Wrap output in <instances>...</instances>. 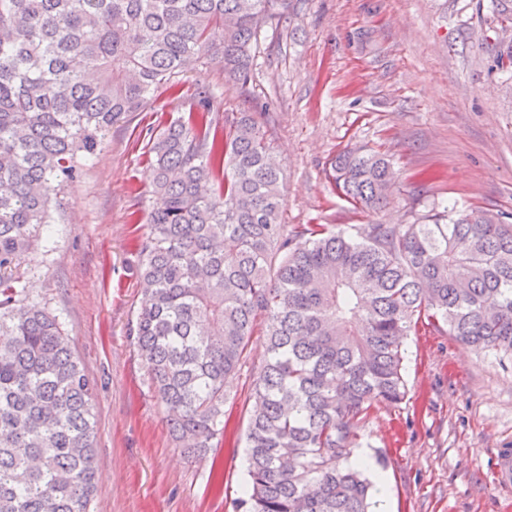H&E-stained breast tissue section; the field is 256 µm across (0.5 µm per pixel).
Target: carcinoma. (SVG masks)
Listing matches in <instances>:
<instances>
[{
    "instance_id": "cac0c4a2",
    "label": "carcinoma",
    "mask_w": 512,
    "mask_h": 512,
    "mask_svg": "<svg viewBox=\"0 0 512 512\" xmlns=\"http://www.w3.org/2000/svg\"><path fill=\"white\" fill-rule=\"evenodd\" d=\"M280 0H0V512H90L93 382L20 269L81 158L202 58L243 84ZM209 90L149 133L146 303L133 343L190 455L226 437L229 387L251 368L246 473L235 512H370L351 463L380 405L406 394L404 339L426 320L512 356V223L480 212L413 224L281 223L283 163L264 123L220 126ZM355 207L386 205L392 163L340 153ZM266 355L250 367L256 327Z\"/></svg>"
}]
</instances>
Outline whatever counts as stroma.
I'll use <instances>...</instances> for the list:
<instances>
[{
    "label": "stroma",
    "mask_w": 512,
    "mask_h": 512,
    "mask_svg": "<svg viewBox=\"0 0 512 512\" xmlns=\"http://www.w3.org/2000/svg\"><path fill=\"white\" fill-rule=\"evenodd\" d=\"M490 0H288L264 28L247 84L198 61L180 93L155 89L112 127L66 187L45 241L22 268L28 298L59 314L94 382L92 512H233L245 472L249 375L225 406L222 448L189 459L169 433L129 336L143 300L137 268L151 171L145 128L187 116L209 86L219 119L265 112L284 163L283 221L411 224L441 206L512 218V75L495 67L478 10ZM387 154L396 182L379 211L353 207L328 178L336 156ZM404 399L361 435L385 477L378 512H512L494 480L512 448V358L476 351L447 326L406 341Z\"/></svg>",
    "instance_id": "1"
}]
</instances>
